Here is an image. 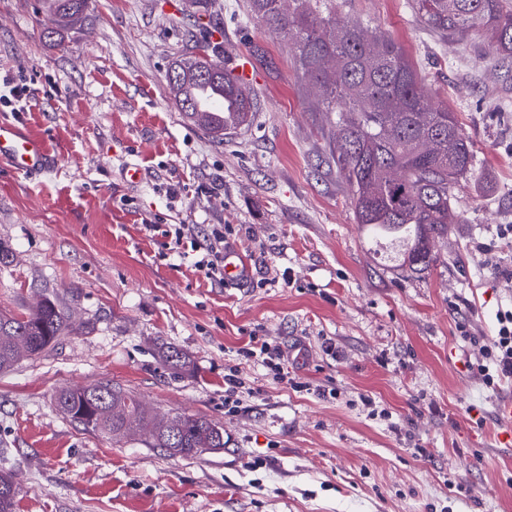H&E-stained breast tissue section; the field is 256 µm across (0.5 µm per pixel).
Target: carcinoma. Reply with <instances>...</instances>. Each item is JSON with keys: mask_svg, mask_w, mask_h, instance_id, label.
I'll use <instances>...</instances> for the list:
<instances>
[{"mask_svg": "<svg viewBox=\"0 0 512 512\" xmlns=\"http://www.w3.org/2000/svg\"><path fill=\"white\" fill-rule=\"evenodd\" d=\"M415 12L443 32L484 36L493 56L512 60V0H414ZM89 0H50L47 33L84 17ZM266 28L291 43L290 52L323 111L336 113L330 157L350 192L356 223L400 247L403 263L428 267L436 238L464 217L453 206L474 155L455 113L433 103L402 45L392 37L334 13L318 16L314 0H250ZM199 46L174 66L168 85L180 111L216 139L247 125L254 98L218 65L197 70ZM219 90L224 111L209 112L204 92ZM72 328L69 310L43 294L22 315L0 314V372L49 348ZM59 411L93 434L114 440L137 435L172 457L224 449V428L198 415H158L140 397L109 382L70 388L56 397ZM18 486L0 472V512H14Z\"/></svg>", "mask_w": 512, "mask_h": 512, "instance_id": "1", "label": "carcinoma"}]
</instances>
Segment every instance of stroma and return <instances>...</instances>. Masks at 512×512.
Wrapping results in <instances>:
<instances>
[{
    "label": "stroma",
    "instance_id": "stroma-1",
    "mask_svg": "<svg viewBox=\"0 0 512 512\" xmlns=\"http://www.w3.org/2000/svg\"><path fill=\"white\" fill-rule=\"evenodd\" d=\"M323 3L396 39L472 144L454 196L466 221L427 270L356 223L328 151L335 116L249 0H91L51 39L40 0H0V74L34 92L26 112L0 106V122L53 156L35 174L0 162V242L15 256L0 268V313L47 292L75 321L0 372L15 512H512V447L495 422L512 380L489 389L477 367L512 307V237L500 233L512 225V63H491L479 34L431 29L413 0ZM198 45L218 46L228 68L246 53L255 70L257 109L220 143L183 117L167 82ZM131 164L136 185L123 179ZM161 224L223 225L246 286L213 287L195 255L167 249ZM254 336L281 345L307 390L240 356ZM170 346L186 368L165 364ZM228 367L260 390L232 413ZM106 381L159 413L223 425L224 450L171 457L57 410L61 389Z\"/></svg>",
    "mask_w": 512,
    "mask_h": 512
}]
</instances>
